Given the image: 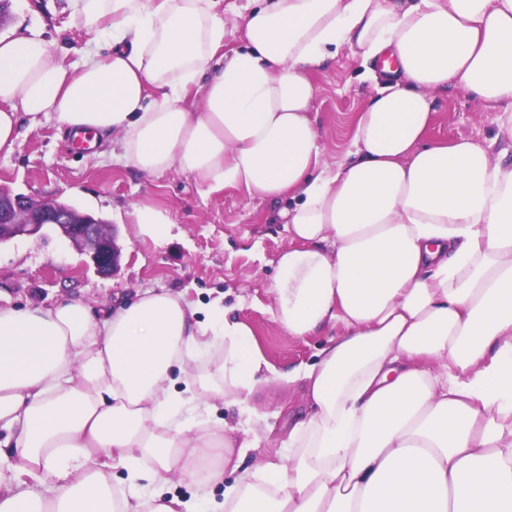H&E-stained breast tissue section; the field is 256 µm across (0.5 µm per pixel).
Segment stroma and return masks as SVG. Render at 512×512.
Instances as JSON below:
<instances>
[{
    "label": "stroma",
    "instance_id": "35a3bbf8",
    "mask_svg": "<svg viewBox=\"0 0 512 512\" xmlns=\"http://www.w3.org/2000/svg\"><path fill=\"white\" fill-rule=\"evenodd\" d=\"M67 0H10L0 33L30 29L41 33L63 64L77 59L88 39L69 16ZM317 88L311 115L326 145L325 159L335 163L345 151L355 116L376 91L360 59L341 50L311 74ZM433 140L472 139L499 149L504 134L497 108L484 107L456 89L434 95ZM119 143L72 155L55 118L23 121L12 151H0V189L36 201L57 200L111 224L121 249L116 268L102 276L84 263L80 250L51 226L33 236L0 244V305L49 307L78 299L92 313L105 311L142 288L185 294L198 305L215 303L249 325L267 359L266 381L239 407L224 410L233 424L269 426L285 435L292 414L307 406L288 370L312 360L327 340L320 333L294 339L272 317L269 288L276 262L290 239L278 220L281 202L235 189L204 193L193 176L171 171L149 176L121 157ZM157 204L169 209L175 224L161 243L141 241L131 223V207Z\"/></svg>",
    "mask_w": 512,
    "mask_h": 512
}]
</instances>
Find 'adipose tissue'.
<instances>
[{
    "label": "adipose tissue",
    "mask_w": 512,
    "mask_h": 512,
    "mask_svg": "<svg viewBox=\"0 0 512 512\" xmlns=\"http://www.w3.org/2000/svg\"><path fill=\"white\" fill-rule=\"evenodd\" d=\"M67 2L77 64L0 37V151L52 115L145 174L291 199L273 318L339 332L288 374L310 410L245 470L251 440L211 415L269 368L246 323L155 289L101 316L0 306V512H512V143L427 138L451 87L512 133V0H248L228 52L216 0ZM343 48L396 66L331 165L310 74ZM132 222L155 244L174 225Z\"/></svg>",
    "instance_id": "ef3b65f1"
}]
</instances>
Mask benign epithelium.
I'll use <instances>...</instances> for the list:
<instances>
[{
  "mask_svg": "<svg viewBox=\"0 0 512 512\" xmlns=\"http://www.w3.org/2000/svg\"><path fill=\"white\" fill-rule=\"evenodd\" d=\"M46 225L85 251L96 271L107 275L117 265L120 249L111 225L61 202H39L0 190V244L21 235H33Z\"/></svg>",
  "mask_w": 512,
  "mask_h": 512,
  "instance_id": "benign-epithelium-1",
  "label": "benign epithelium"
}]
</instances>
